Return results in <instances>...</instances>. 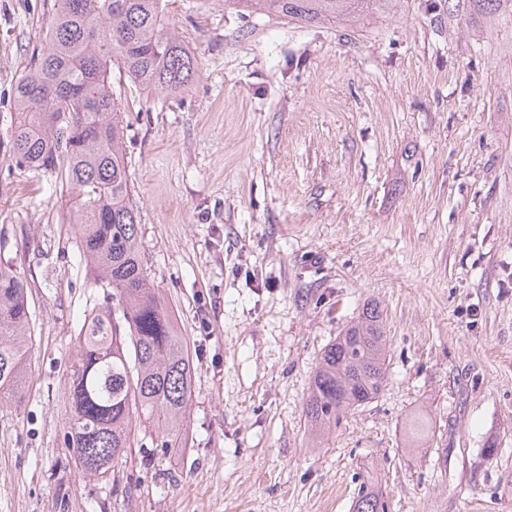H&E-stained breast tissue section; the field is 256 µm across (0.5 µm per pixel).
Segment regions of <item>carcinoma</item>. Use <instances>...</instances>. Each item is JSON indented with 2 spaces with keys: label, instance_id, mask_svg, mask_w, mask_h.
<instances>
[{
  "label": "carcinoma",
  "instance_id": "1",
  "mask_svg": "<svg viewBox=\"0 0 512 512\" xmlns=\"http://www.w3.org/2000/svg\"><path fill=\"white\" fill-rule=\"evenodd\" d=\"M396 0H237L247 11L305 25L385 13ZM169 0H54L47 41L20 78L7 139L16 167L35 171L68 197L69 224L91 288L106 306L85 310L64 376L61 447L86 477H100L134 448H177L188 421L193 358L188 339L150 280L123 154V113L112 65L147 90L177 94L197 74L175 33ZM27 284L0 262V401L18 402L32 369ZM383 313L374 302L329 343L305 404L311 447L344 414L376 399L387 376ZM429 441L426 416L408 420ZM352 512H389L361 482Z\"/></svg>",
  "mask_w": 512,
  "mask_h": 512
}]
</instances>
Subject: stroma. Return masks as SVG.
I'll return each mask as SVG.
<instances>
[{
	"label": "stroma",
	"instance_id": "1",
	"mask_svg": "<svg viewBox=\"0 0 512 512\" xmlns=\"http://www.w3.org/2000/svg\"><path fill=\"white\" fill-rule=\"evenodd\" d=\"M54 0H0V138ZM199 63L182 93L112 71L141 250L191 343L182 446L82 476L60 445L63 374L92 294L66 200L0 147V256L28 286L22 402L0 403V512H512V6L400 0L305 26L169 0ZM388 381L310 448L327 344L366 301ZM427 412L431 447L408 450ZM499 446L486 456L488 442ZM352 512H389L382 493L369 482L362 481L354 498Z\"/></svg>",
	"mask_w": 512,
	"mask_h": 512
}]
</instances>
